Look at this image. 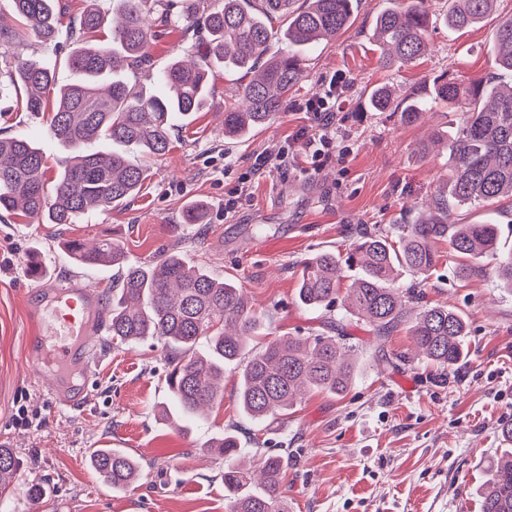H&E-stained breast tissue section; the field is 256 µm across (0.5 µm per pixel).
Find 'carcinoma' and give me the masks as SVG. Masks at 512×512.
<instances>
[{
    "mask_svg": "<svg viewBox=\"0 0 512 512\" xmlns=\"http://www.w3.org/2000/svg\"><path fill=\"white\" fill-rule=\"evenodd\" d=\"M112 23L97 7L81 14L70 32L74 44L66 64L72 78L58 81L44 58H8L5 49L29 34L49 47L59 37L62 0H12L21 28L0 29V101L24 94L25 110L44 112L53 103L50 130L62 147L76 152L49 174L48 155L31 135L0 138V213L16 214L58 227L74 224L91 209L110 210L141 189L147 168L143 155L166 154L170 131L185 126L212 97L214 69L240 73L244 105L224 108V139L247 138L273 121L288 92L303 81L300 52L330 41L351 26L353 0H111ZM375 19L373 40L384 69L412 63L430 48L425 0H390ZM497 0H448V30L466 29L492 12ZM182 23L184 54L156 66L153 24L171 16ZM286 28L274 31L273 21ZM209 34L206 51L186 58L195 45L189 35ZM284 48L270 52L273 40ZM499 73L470 83L446 75L432 85L410 89L395 102L389 85L374 88L369 106L415 124L437 106L458 113L448 140L435 135L420 152L448 146V178L426 212L390 231L361 228L345 248L299 264L297 300L311 311H331L344 273L357 271L345 298L346 312L370 327L380 342L413 313L409 330L416 356L442 370L469 352L467 322L448 306L424 302L420 284H400L404 273L422 277L439 262L435 243L448 242L459 278L494 266L499 286L512 293V251L498 249L497 225L448 223V210L485 207L512 198V17L497 27L494 49ZM147 72L149 82L135 77ZM69 259L83 267L110 268L106 291L108 332L116 345L145 340L162 345L167 366V410L191 424L224 400V371L238 370L236 398L242 412L262 423L286 415L302 397L320 390L345 393L355 380L353 349L336 337L279 336L261 347L250 345L259 317L241 288L187 262L172 245L159 260L131 262L110 239L92 245L65 244ZM207 447L224 458V493L230 512H288L283 475L288 457L248 458L227 432ZM93 469L114 490L141 478L138 463L121 448H95ZM20 462L0 445V499L8 497ZM47 488L29 483L28 499L37 512ZM481 512H512V451L502 452L481 493Z\"/></svg>",
    "mask_w": 512,
    "mask_h": 512,
    "instance_id": "1",
    "label": "carcinoma"
}]
</instances>
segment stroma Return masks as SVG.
Wrapping results in <instances>:
<instances>
[{
  "instance_id": "35a3bbf8",
  "label": "stroma",
  "mask_w": 512,
  "mask_h": 512,
  "mask_svg": "<svg viewBox=\"0 0 512 512\" xmlns=\"http://www.w3.org/2000/svg\"><path fill=\"white\" fill-rule=\"evenodd\" d=\"M64 2L57 46L31 39L17 48L28 57L55 59L63 81L69 78L71 47L66 29L86 7L85 0ZM387 4L358 0L349 30L303 54V81L289 92L277 119L246 139H224V109L239 102L241 78L219 69L209 108L172 131L170 152L145 159L151 175L134 199L90 212L60 233L49 224L0 215V444L23 462L8 498L10 512H27L26 490L35 478L52 488L44 512H228L224 462L205 443L230 430L247 453L287 452L284 486L291 512H481L489 463L504 449L499 429L512 422V294L488 274L456 277L447 243H438L441 260L422 282L424 297L453 307L469 325V354L448 372L404 361L413 349L407 326L379 344L342 305L328 314L314 312L296 297L301 261L346 243L353 225L387 230L411 223L448 172L446 148L424 155L419 146L433 131L447 130L455 113L440 109L404 125L392 113L369 108L371 89L385 83L402 93L440 74L461 82L493 75L495 31L512 16V0H498L492 15L452 33L443 23L445 0H427L430 54L386 70L372 28ZM339 70L349 89L336 118L338 161L306 176L295 169L264 173L253 180L248 205L225 217V196L255 158L276 152L306 123V115L293 109L297 100ZM21 131L34 133L51 161L64 157L47 116L5 103L0 137ZM193 200L208 203L206 223H183ZM489 213L503 248L511 249L512 199L486 210H450L448 221L469 224ZM70 237L112 240L130 261L145 264L178 244L188 262L243 289L262 315V340L346 337L356 349L359 376L342 395L308 393L288 415L263 425L240 413L237 376L230 370L223 402L208 411L204 424L186 428L161 415L167 399L161 345L150 340L116 348L105 337L87 405L61 407L48 390L49 376L24 357L31 329L26 305L40 299L45 287L72 282L102 290L112 278L108 269L71 266L62 245ZM35 249L45 262L39 285L28 279L24 265ZM108 446L139 459L143 471L135 489L112 491L89 466V449Z\"/></svg>"
}]
</instances>
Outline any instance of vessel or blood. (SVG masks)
Listing matches in <instances>:
<instances>
[{
	"instance_id": "obj_1",
	"label": "vessel or blood",
	"mask_w": 512,
	"mask_h": 512,
	"mask_svg": "<svg viewBox=\"0 0 512 512\" xmlns=\"http://www.w3.org/2000/svg\"><path fill=\"white\" fill-rule=\"evenodd\" d=\"M96 299L86 288L60 286L49 290L45 301L30 309L34 332L24 338L27 359L38 367L54 364L66 369L75 357L92 360L100 338L87 318L77 317V309H88Z\"/></svg>"
}]
</instances>
